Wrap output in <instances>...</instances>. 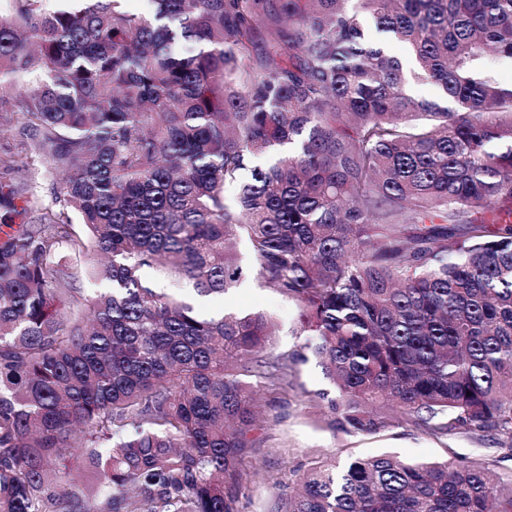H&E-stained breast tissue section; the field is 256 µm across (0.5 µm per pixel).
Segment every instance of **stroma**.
I'll list each match as a JSON object with an SVG mask.
<instances>
[{
  "label": "stroma",
  "mask_w": 512,
  "mask_h": 512,
  "mask_svg": "<svg viewBox=\"0 0 512 512\" xmlns=\"http://www.w3.org/2000/svg\"><path fill=\"white\" fill-rule=\"evenodd\" d=\"M211 312L235 309L271 316L276 331L274 351L293 349L298 338L296 304L277 290L248 279L231 292L208 299ZM316 362L299 365L287 393H258L260 411L266 420V440L245 457V498L242 512H272L280 493L288 491L297 474L315 460H350L393 454L413 461L455 462L467 458L494 465L500 476L512 475V444L495 432L479 435L453 431L433 435L413 423L400 420L372 435L332 430L328 425V403L323 393H334Z\"/></svg>",
  "instance_id": "35a3bbf8"
}]
</instances>
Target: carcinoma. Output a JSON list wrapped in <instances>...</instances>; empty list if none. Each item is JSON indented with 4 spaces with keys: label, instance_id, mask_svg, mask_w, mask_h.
Here are the masks:
<instances>
[{
    "label": "carcinoma",
    "instance_id": "carcinoma-1",
    "mask_svg": "<svg viewBox=\"0 0 512 512\" xmlns=\"http://www.w3.org/2000/svg\"><path fill=\"white\" fill-rule=\"evenodd\" d=\"M123 2L0 14V512H239L254 394L310 355L335 430L512 441V86L486 70L512 58V0ZM40 157L58 210L22 182ZM70 211L108 283L90 299L59 257L87 250ZM240 238L297 304V349L164 291L237 287ZM298 482L280 512H512V478L467 461Z\"/></svg>",
    "mask_w": 512,
    "mask_h": 512
}]
</instances>
